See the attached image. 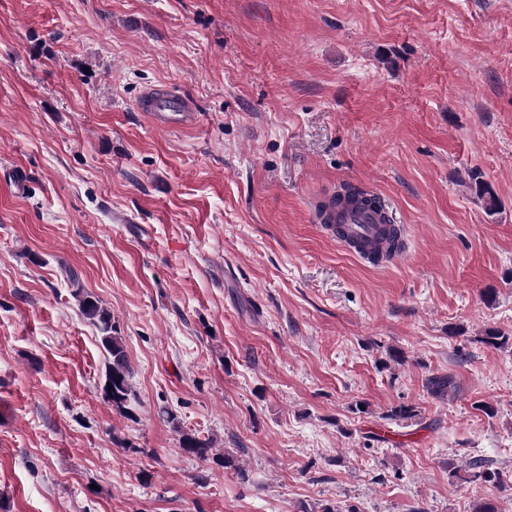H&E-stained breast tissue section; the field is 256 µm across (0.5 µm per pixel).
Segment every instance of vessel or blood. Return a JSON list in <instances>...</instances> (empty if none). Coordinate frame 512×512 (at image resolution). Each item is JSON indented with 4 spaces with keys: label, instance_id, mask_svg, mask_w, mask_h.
I'll return each mask as SVG.
<instances>
[{
    "label": "vessel or blood",
    "instance_id": "obj_1",
    "mask_svg": "<svg viewBox=\"0 0 512 512\" xmlns=\"http://www.w3.org/2000/svg\"><path fill=\"white\" fill-rule=\"evenodd\" d=\"M138 108L147 122L160 131H182L199 122L193 101L167 87L144 92ZM315 219L328 236L336 238L345 250L355 255L363 248L372 250L383 246L395 217L391 207L376 211L351 202L316 212Z\"/></svg>",
    "mask_w": 512,
    "mask_h": 512
}]
</instances>
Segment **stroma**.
I'll list each match as a JSON object with an SVG mask.
<instances>
[{
	"label": "stroma",
	"mask_w": 512,
	"mask_h": 512,
	"mask_svg": "<svg viewBox=\"0 0 512 512\" xmlns=\"http://www.w3.org/2000/svg\"><path fill=\"white\" fill-rule=\"evenodd\" d=\"M343 183L404 259L322 233ZM475 462L512 471V0H0V512H512ZM138 108L147 122L160 131H182L195 127L199 112L193 101L171 88H153L143 93ZM79 312L89 320L100 333V342L107 353L104 383L102 386L104 398L119 412H125L130 402L131 374L123 339L117 336L112 324V313L103 307L95 297L86 294L78 300ZM111 383V389H108ZM482 467L483 466L478 463L469 466L468 469L454 467L449 471V476L454 480L463 482L481 481L493 486H512V473L507 474L502 471H491L489 469H482Z\"/></svg>",
	"instance_id": "35a3bbf8"
}]
</instances>
